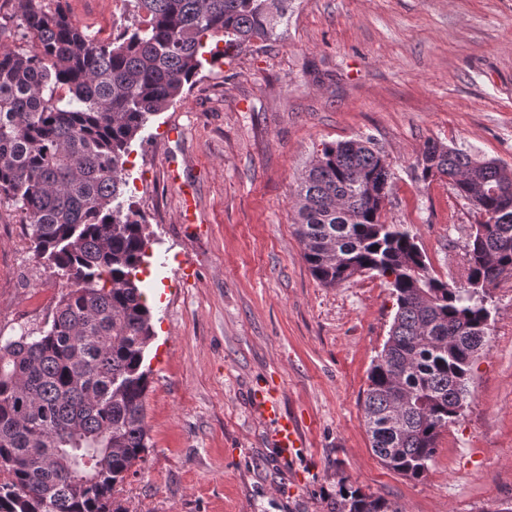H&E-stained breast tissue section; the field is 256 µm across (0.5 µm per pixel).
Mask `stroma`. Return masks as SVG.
Segmentation results:
<instances>
[{"label":"stroma","instance_id":"obj_1","mask_svg":"<svg viewBox=\"0 0 512 512\" xmlns=\"http://www.w3.org/2000/svg\"><path fill=\"white\" fill-rule=\"evenodd\" d=\"M64 6L93 36L130 19L112 0ZM170 125L181 139L163 136ZM358 138L393 172L383 220L463 282L474 209L416 165L433 140L512 168V0H288L274 36L206 66L134 140L127 196L152 232L141 278L155 336L148 448L116 494L127 512H328L342 480L404 512L512 507V288L491 291L489 346L426 477L372 452L360 402L395 300L379 277L320 284L293 225L324 144ZM186 196L197 222L181 220ZM64 291L0 200V338L39 331ZM261 387L299 424L297 460L254 410Z\"/></svg>","mask_w":512,"mask_h":512}]
</instances>
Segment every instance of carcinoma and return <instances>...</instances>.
Returning <instances> with one entry per match:
<instances>
[{
  "label": "carcinoma",
  "mask_w": 512,
  "mask_h": 512,
  "mask_svg": "<svg viewBox=\"0 0 512 512\" xmlns=\"http://www.w3.org/2000/svg\"><path fill=\"white\" fill-rule=\"evenodd\" d=\"M55 2L18 0L29 49L0 44V199L68 288L39 335L0 342V512H127L114 492L148 448L153 336L138 277L150 233L124 192L129 148L210 63L208 41L228 51L270 38L285 0H127L130 24L104 39ZM418 165L479 216L466 285L511 278L512 169L431 140ZM392 179L371 139L326 145L295 190L294 226L322 285L371 273L391 288L362 411L382 464L418 480L461 416L491 311L435 276L405 225L382 220ZM331 512L404 510L342 482Z\"/></svg>",
  "instance_id": "carcinoma-1"
}]
</instances>
